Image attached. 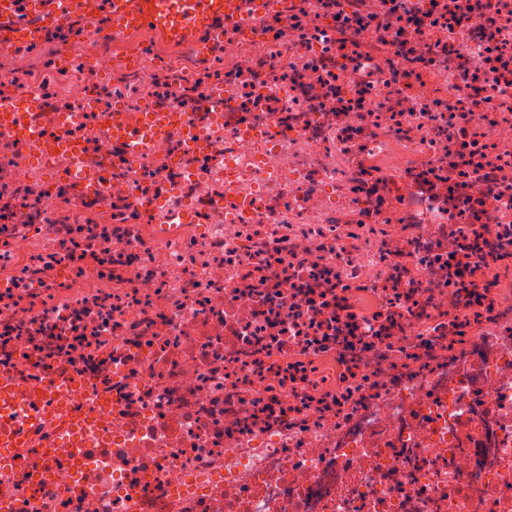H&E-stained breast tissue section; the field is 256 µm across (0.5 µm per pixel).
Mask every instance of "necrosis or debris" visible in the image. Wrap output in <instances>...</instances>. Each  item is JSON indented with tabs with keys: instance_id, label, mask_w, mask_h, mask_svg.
<instances>
[{
	"instance_id": "1",
	"label": "necrosis or debris",
	"mask_w": 512,
	"mask_h": 512,
	"mask_svg": "<svg viewBox=\"0 0 512 512\" xmlns=\"http://www.w3.org/2000/svg\"><path fill=\"white\" fill-rule=\"evenodd\" d=\"M0 21V512H512V0ZM108 4L120 25L173 41L192 40L216 21L224 25V0H108Z\"/></svg>"
}]
</instances>
